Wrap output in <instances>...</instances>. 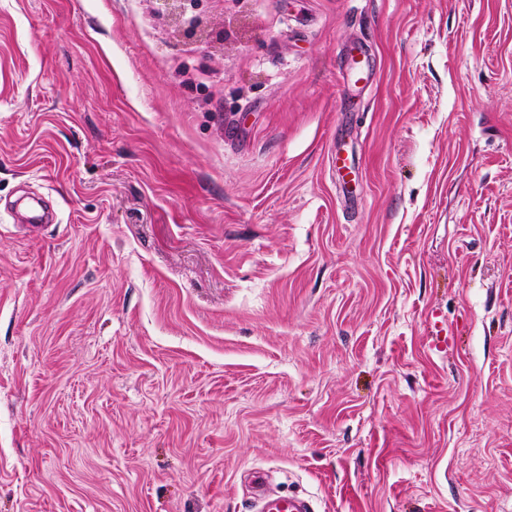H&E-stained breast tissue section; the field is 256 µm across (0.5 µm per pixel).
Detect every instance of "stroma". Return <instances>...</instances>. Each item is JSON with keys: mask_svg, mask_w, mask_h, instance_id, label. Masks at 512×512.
<instances>
[{"mask_svg": "<svg viewBox=\"0 0 512 512\" xmlns=\"http://www.w3.org/2000/svg\"><path fill=\"white\" fill-rule=\"evenodd\" d=\"M256 471L512 512V0H0V512Z\"/></svg>", "mask_w": 512, "mask_h": 512, "instance_id": "35a3bbf8", "label": "stroma"}]
</instances>
